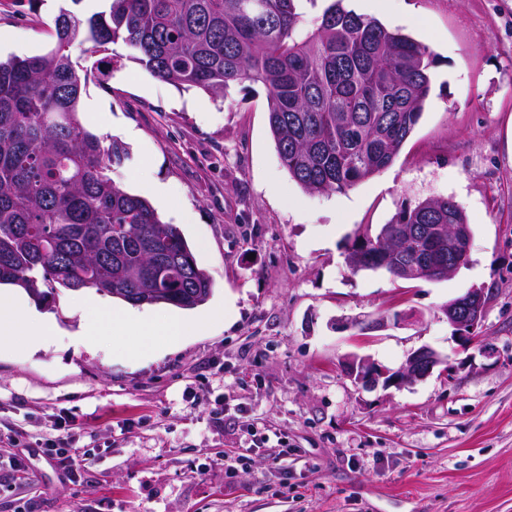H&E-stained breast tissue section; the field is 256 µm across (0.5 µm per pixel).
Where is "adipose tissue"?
<instances>
[{
	"instance_id": "ef3b65f1",
	"label": "adipose tissue",
	"mask_w": 512,
	"mask_h": 512,
	"mask_svg": "<svg viewBox=\"0 0 512 512\" xmlns=\"http://www.w3.org/2000/svg\"><path fill=\"white\" fill-rule=\"evenodd\" d=\"M84 323L78 332L80 340L94 345L103 334L121 336L133 331L145 346L163 343L177 346L194 324L184 317L171 314L164 319L117 308L94 293H86L83 307ZM58 329L51 318L36 311L27 294L7 287L0 291V350L10 348L15 337L22 336L29 347H37L57 336Z\"/></svg>"
}]
</instances>
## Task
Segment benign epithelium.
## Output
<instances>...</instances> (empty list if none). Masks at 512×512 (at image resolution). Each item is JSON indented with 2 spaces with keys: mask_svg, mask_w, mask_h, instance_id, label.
I'll return each instance as SVG.
<instances>
[{
  "mask_svg": "<svg viewBox=\"0 0 512 512\" xmlns=\"http://www.w3.org/2000/svg\"><path fill=\"white\" fill-rule=\"evenodd\" d=\"M445 246L450 258L448 275L452 276L469 264L470 249L460 248L451 229L448 230ZM488 300V291L475 287L443 306L442 313L448 319L455 340L466 344L478 337ZM462 366L461 362L456 365L448 362L447 357L429 347H422L410 353L397 369L387 368L369 358L353 357L344 363V369L354 383L366 390L378 386L401 388L411 385L429 376L437 367L441 368L444 376L452 379Z\"/></svg>",
  "mask_w": 512,
  "mask_h": 512,
  "instance_id": "obj_1",
  "label": "benign epithelium"
}]
</instances>
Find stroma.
Returning <instances> with one entry per match:
<instances>
[{
  "label": "stroma",
  "mask_w": 512,
  "mask_h": 512,
  "mask_svg": "<svg viewBox=\"0 0 512 512\" xmlns=\"http://www.w3.org/2000/svg\"><path fill=\"white\" fill-rule=\"evenodd\" d=\"M63 9L91 14L86 0H0V57L51 49ZM374 17L437 64L393 163L343 193L290 178L262 86L179 90L120 44L108 86L83 85L88 130L139 134L114 180L168 185L161 218L191 215L180 231L214 290L184 312L203 329L135 357L119 352L140 346L132 331L77 342L81 292L38 302L59 336L0 351V512H512V0H383ZM428 198L464 208L467 267L411 283L352 272L356 231ZM476 286L490 300L463 347L441 308ZM424 346L464 369L374 390L342 370L352 356L396 368ZM63 419L87 455L72 477L44 448Z\"/></svg>",
  "instance_id": "stroma-1"
}]
</instances>
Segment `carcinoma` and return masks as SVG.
Wrapping results in <instances>:
<instances>
[{
	"instance_id": "1",
	"label": "carcinoma",
	"mask_w": 512,
	"mask_h": 512,
	"mask_svg": "<svg viewBox=\"0 0 512 512\" xmlns=\"http://www.w3.org/2000/svg\"><path fill=\"white\" fill-rule=\"evenodd\" d=\"M302 0H112L87 18L62 10L54 46L0 60V285L37 299L64 288L133 306L193 309L213 285L176 226L110 173L128 157L79 118L74 45L96 55L122 44L156 79L227 99L267 91L271 135L289 176L309 193L343 192L387 168L429 96L435 57L411 36L331 0L316 29ZM97 62L101 85L121 64ZM467 217L455 200L425 199L391 221L388 266L431 263L448 278L438 237ZM374 266L380 238L366 240Z\"/></svg>"
}]
</instances>
